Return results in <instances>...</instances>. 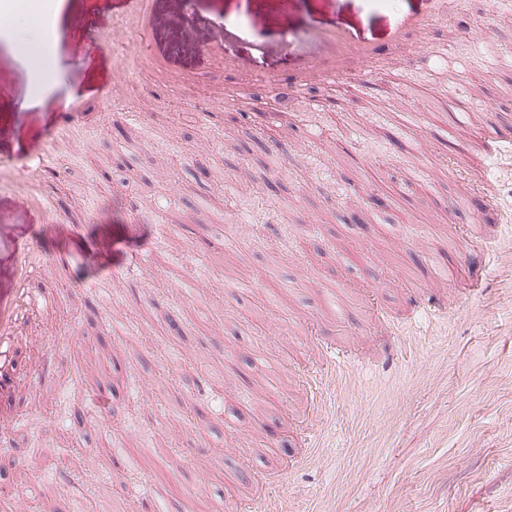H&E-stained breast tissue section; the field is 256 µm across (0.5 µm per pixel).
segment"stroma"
Wrapping results in <instances>:
<instances>
[{
  "instance_id": "1",
  "label": "stroma",
  "mask_w": 512,
  "mask_h": 512,
  "mask_svg": "<svg viewBox=\"0 0 512 512\" xmlns=\"http://www.w3.org/2000/svg\"><path fill=\"white\" fill-rule=\"evenodd\" d=\"M81 2L50 89L0 33L12 109L35 112L0 121V224L66 221L60 251L117 233L153 251L141 283L99 293L91 266H41L43 302L17 312L26 405L0 439V487L26 512H512V159L486 166L512 132V0H179L223 13L208 37L252 67L183 85L148 66L125 92L148 121L120 125L106 92L145 33H114L127 0ZM323 28L370 57L322 49ZM318 55L339 86L294 76ZM204 103L222 119L201 122ZM70 108L46 191L21 194L25 151ZM412 114L428 121L425 172L396 197ZM132 203L158 226L129 223ZM50 327L71 351L52 353ZM331 351L346 366L313 386ZM102 388L119 433L87 397Z\"/></svg>"
}]
</instances>
